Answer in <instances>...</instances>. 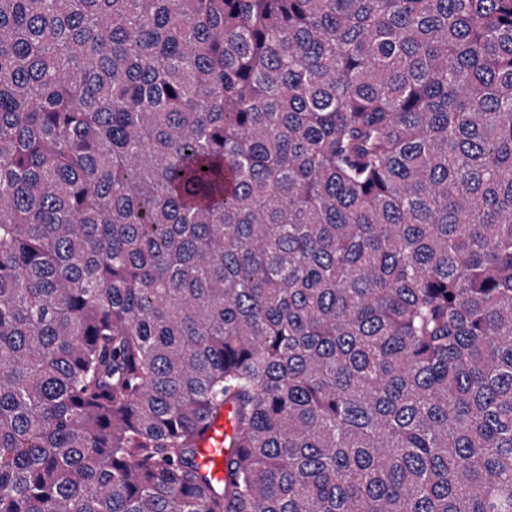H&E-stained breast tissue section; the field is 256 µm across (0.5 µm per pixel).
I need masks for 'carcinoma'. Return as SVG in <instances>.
<instances>
[{"instance_id": "cac0c4a2", "label": "carcinoma", "mask_w": 512, "mask_h": 512, "mask_svg": "<svg viewBox=\"0 0 512 512\" xmlns=\"http://www.w3.org/2000/svg\"><path fill=\"white\" fill-rule=\"evenodd\" d=\"M0 512H512V0H0ZM207 430L198 448L197 461L203 474L214 481L224 477V412L206 422Z\"/></svg>"}]
</instances>
